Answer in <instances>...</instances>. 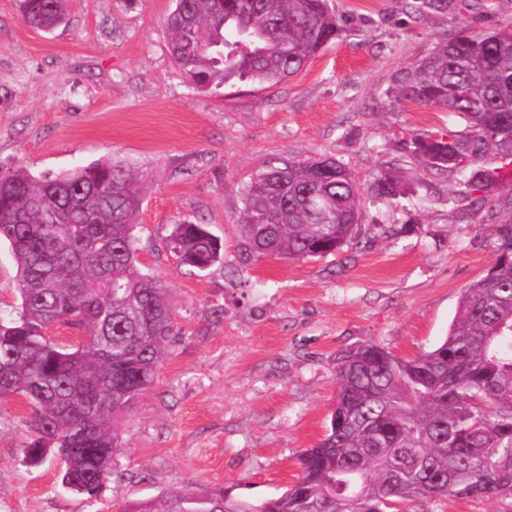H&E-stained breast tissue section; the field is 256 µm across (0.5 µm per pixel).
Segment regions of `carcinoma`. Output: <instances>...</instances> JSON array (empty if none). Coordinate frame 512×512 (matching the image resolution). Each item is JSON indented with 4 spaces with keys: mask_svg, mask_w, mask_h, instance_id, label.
<instances>
[{
    "mask_svg": "<svg viewBox=\"0 0 512 512\" xmlns=\"http://www.w3.org/2000/svg\"><path fill=\"white\" fill-rule=\"evenodd\" d=\"M66 0H22L25 22L50 31ZM171 56L199 90L278 84L341 32L328 0H176L165 20ZM395 98L453 112L465 134L412 139L425 164L461 178L468 204L497 206L512 186V32L459 34L396 77ZM501 160L488 169L486 155ZM384 165L361 184L332 156L265 161L243 188V262L301 260L354 238L364 194H401ZM140 179L119 160L55 177L0 174V240L17 265L20 304L0 314V401L31 409L33 462L64 458L63 487L93 498L122 447L117 420L154 382L176 335L167 290L144 271L135 220ZM495 258L460 296L448 336L411 359L367 341L336 355L338 391L320 442L297 457L296 480L253 502L222 487L130 500L122 512H390L423 498L512 501V202L492 225ZM179 264L224 263L204 224L174 225ZM78 332L76 344L50 335Z\"/></svg>",
    "mask_w": 512,
    "mask_h": 512,
    "instance_id": "1",
    "label": "carcinoma"
}]
</instances>
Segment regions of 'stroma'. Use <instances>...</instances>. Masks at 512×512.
I'll list each match as a JSON object with an SVG mask.
<instances>
[{
  "mask_svg": "<svg viewBox=\"0 0 512 512\" xmlns=\"http://www.w3.org/2000/svg\"><path fill=\"white\" fill-rule=\"evenodd\" d=\"M420 2L330 0L342 32L298 74L201 92L169 53L174 0H67L49 32L25 23L20 0H0V174L127 164L145 194L140 259L167 288L176 329L118 421L122 446L96 498L62 486L60 458L29 461L30 411L0 402V512H120L201 485L279 494L325 434L337 353L374 341L410 358L443 341L463 290L492 264L497 217L459 221L456 176L413 153L414 136L461 134L464 121L389 92L438 42L512 30V0ZM285 154L335 156L364 184L392 160L406 192L366 203L336 253L242 263L243 185ZM187 220L219 237L223 264L200 272L166 251Z\"/></svg>",
  "mask_w": 512,
  "mask_h": 512,
  "instance_id": "stroma-1",
  "label": "stroma"
}]
</instances>
